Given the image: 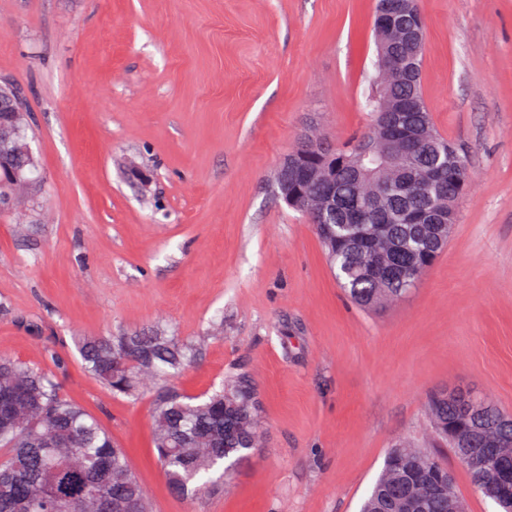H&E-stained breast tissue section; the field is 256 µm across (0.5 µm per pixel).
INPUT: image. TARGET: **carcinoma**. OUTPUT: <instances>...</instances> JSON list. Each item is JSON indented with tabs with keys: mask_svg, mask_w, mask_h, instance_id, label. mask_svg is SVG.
I'll use <instances>...</instances> for the list:
<instances>
[{
	"mask_svg": "<svg viewBox=\"0 0 512 512\" xmlns=\"http://www.w3.org/2000/svg\"><path fill=\"white\" fill-rule=\"evenodd\" d=\"M392 0H376L372 16L375 43L382 40L381 19L392 13ZM424 46L410 41L392 49V61L404 77L371 85L366 108L377 114L394 102L404 104L402 124L422 130L428 149L397 164L396 183L418 173L448 169L443 197L436 205L453 207L468 189V172L457 147L435 128L421 88ZM369 135L354 147L318 149L291 155L313 176L298 181L279 167L275 184L288 181V206L309 213L308 206L331 199L336 211L315 225L317 235L336 268L340 286L356 304L380 307L406 294L401 276L414 267L426 271L447 242H439L429 224H406L424 198L401 190L371 212L368 224L386 225L396 247L390 262L396 274L374 278L375 251L356 237L359 228L343 223L347 210L368 193L365 178L373 166L363 153ZM27 144L26 119L12 122L9 105L0 103V199L18 175L34 182L36 160L16 151ZM83 369L112 394L137 399L154 394L151 437L171 491L183 495L213 490L248 461L259 446L260 397L251 377L234 373L203 395L180 392L173 381L197 359L194 344L168 326L154 324L136 332L77 340ZM430 401L437 431L448 436V422H465L461 405ZM478 491L494 499L493 475L468 470ZM399 479L411 488L420 512H448V495L438 485L448 482V468L419 448L392 449L360 512H393L384 498L387 483ZM0 512H150L146 494L133 473L124 449L82 407L63 397L53 375L25 363L0 357Z\"/></svg>",
	"mask_w": 512,
	"mask_h": 512,
	"instance_id": "obj_1",
	"label": "carcinoma"
}]
</instances>
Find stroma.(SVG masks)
<instances>
[{
    "label": "stroma",
    "instance_id": "1",
    "mask_svg": "<svg viewBox=\"0 0 512 512\" xmlns=\"http://www.w3.org/2000/svg\"><path fill=\"white\" fill-rule=\"evenodd\" d=\"M421 8L424 98L469 190L417 286L368 310L274 178L305 128L336 146L369 126L374 0H0V84L43 179L36 211L0 214V354L109 431L152 512H359L401 445L447 465L466 512H499L437 446L428 399L512 414V0ZM159 320L199 350L186 394L255 379L262 446L228 490L173 493L152 397L81 366L74 337Z\"/></svg>",
    "mask_w": 512,
    "mask_h": 512
}]
</instances>
